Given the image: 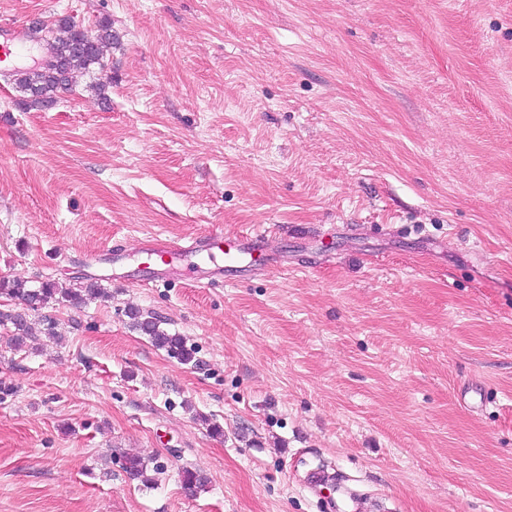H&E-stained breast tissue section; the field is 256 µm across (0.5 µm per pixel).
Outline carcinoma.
<instances>
[{
    "instance_id": "1",
    "label": "carcinoma",
    "mask_w": 512,
    "mask_h": 512,
    "mask_svg": "<svg viewBox=\"0 0 512 512\" xmlns=\"http://www.w3.org/2000/svg\"><path fill=\"white\" fill-rule=\"evenodd\" d=\"M32 38L40 41L50 55L51 62L38 68L14 72L15 82L26 93L23 104L31 108L43 109L48 103H54L58 94L70 89L72 75L77 71L100 72L106 67V52L112 45V25L105 21L99 24L91 34V42L84 46L83 29L68 19H59L53 25L32 26ZM0 290L19 299L28 309L38 311L49 304L68 303L78 306L90 298L105 296L104 289L96 282H90L78 290L60 289L52 281H43L35 288H29L24 281L1 283ZM128 317L133 325L148 335L154 346L162 348L168 354L185 364L194 361L195 351L188 347L183 338L169 334L160 328V320L154 315L143 314L138 310H129ZM9 322L14 326L12 336L14 347L22 349L27 341L35 339L33 329L26 315L22 313H0V324Z\"/></svg>"
}]
</instances>
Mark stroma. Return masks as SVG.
Instances as JSON below:
<instances>
[{"label": "stroma", "instance_id": "stroma-1", "mask_svg": "<svg viewBox=\"0 0 512 512\" xmlns=\"http://www.w3.org/2000/svg\"><path fill=\"white\" fill-rule=\"evenodd\" d=\"M62 18L110 86L0 73V280L109 296L0 325V512H512V0H0V44ZM216 231L265 272L140 262ZM152 313L144 315L139 310H129L128 317L133 325L144 334L148 335L154 346L165 349L168 354L178 358L185 364L194 361V349L187 347L183 338L177 334H169L160 328L161 321ZM4 322H9L14 326L16 331L15 335L12 336V341L14 342V347L16 349H22L26 347L27 341H32L35 339V334L33 333V329L28 323L26 318V314L22 313H0V324Z\"/></svg>", "mask_w": 512, "mask_h": 512}]
</instances>
